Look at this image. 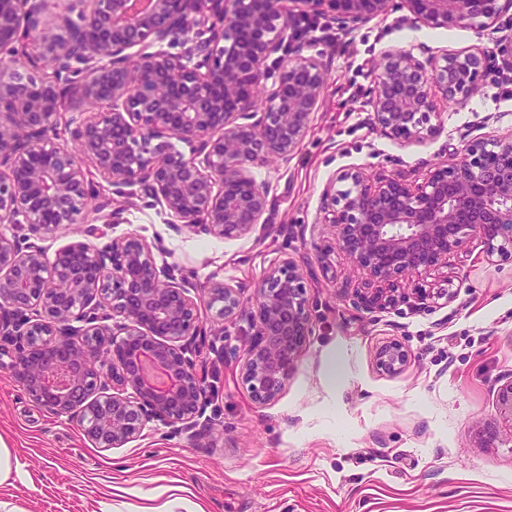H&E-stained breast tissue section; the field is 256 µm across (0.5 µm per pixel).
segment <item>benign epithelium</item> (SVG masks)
I'll return each mask as SVG.
<instances>
[{
	"label": "benign epithelium",
	"mask_w": 512,
	"mask_h": 512,
	"mask_svg": "<svg viewBox=\"0 0 512 512\" xmlns=\"http://www.w3.org/2000/svg\"><path fill=\"white\" fill-rule=\"evenodd\" d=\"M48 0H0V224H25L45 240L82 220L96 192L89 172L120 191L137 186L175 229L244 239L268 207L251 168L288 163L303 141L325 82L322 61L301 54L306 25L330 16L352 32L388 14L394 0H89L80 23L40 16ZM413 27L498 28L512 0H401ZM205 38L174 54L189 29ZM288 57L271 85L265 63ZM47 58L57 74L38 72ZM483 80L475 53L419 58L385 52L373 72L372 121L409 141L434 133L432 87L465 103ZM265 89L263 100L256 87ZM88 116L71 131L78 161L55 142L62 102ZM176 137L191 147L175 149ZM325 223L364 278L352 289L360 310L400 303L429 308L451 288H401L448 266L469 239L512 258V136H474L420 183L342 171L324 190ZM158 245L132 233L103 248L74 240L50 260L44 248L0 235V335L15 337L10 368L25 393L57 416L76 415L101 448H120L157 420L189 425L209 398L186 344L207 335L198 299L183 278L157 264ZM203 293L222 319L243 314L244 291L212 280ZM241 380L253 400H276L312 332L306 271L284 257L254 288ZM393 339L376 352L378 370L411 362ZM512 423V379L498 389Z\"/></svg>",
	"instance_id": "7a95c632"
}]
</instances>
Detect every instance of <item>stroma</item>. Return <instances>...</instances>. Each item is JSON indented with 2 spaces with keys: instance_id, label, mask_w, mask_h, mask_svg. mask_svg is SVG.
Listing matches in <instances>:
<instances>
[{
  "instance_id": "1",
  "label": "stroma",
  "mask_w": 512,
  "mask_h": 512,
  "mask_svg": "<svg viewBox=\"0 0 512 512\" xmlns=\"http://www.w3.org/2000/svg\"><path fill=\"white\" fill-rule=\"evenodd\" d=\"M405 15L398 7L350 33L324 16L307 29L302 53L324 62L325 86L289 162L251 170L270 201L267 225L252 237L175 230L148 195L127 200L103 182L82 223L45 241L51 256L77 238L101 247L136 233L160 242L158 264L174 266L196 289L217 277L254 290L292 256L310 271L312 334L282 394L260 405L241 381L252 332L246 317L224 321L201 308L211 330L204 360L212 392L199 435L154 421L120 448L97 447L78 418L35 404L9 368L10 353L0 354V438L33 478L11 491L23 512H95L107 486L148 488L160 476L177 480L205 512H512V427L496 409L497 390L512 376V262L490 261L479 240L467 241L447 267L418 277L426 288L452 279L448 303L367 314L347 294L357 276L321 209L341 170L419 182L477 132L512 134V68L497 53L499 34L415 29ZM411 46L482 55L485 75L463 104L433 89L439 133L399 142L372 124L373 71L386 50ZM101 205L118 218L103 223ZM393 338L412 353L396 375L375 366L378 347ZM331 354L333 384L324 372ZM487 428L498 432L491 446L479 440Z\"/></svg>"
}]
</instances>
